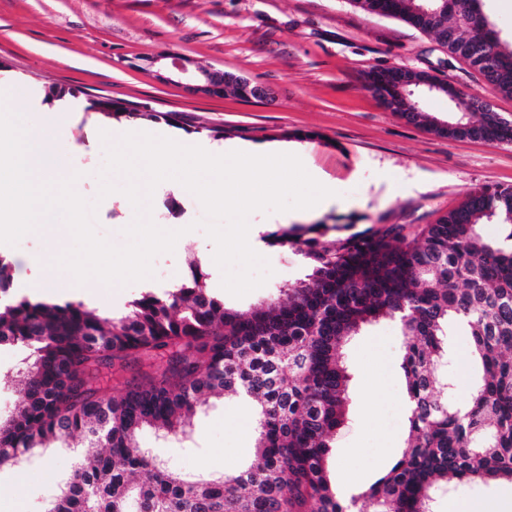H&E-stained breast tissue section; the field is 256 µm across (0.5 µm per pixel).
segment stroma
<instances>
[{"label":"stroma","mask_w":512,"mask_h":512,"mask_svg":"<svg viewBox=\"0 0 512 512\" xmlns=\"http://www.w3.org/2000/svg\"><path fill=\"white\" fill-rule=\"evenodd\" d=\"M152 56L189 59L193 73L215 68L252 79L266 86L270 98L192 94L143 69V58ZM383 68L437 70L512 121L511 95L487 87L467 62L449 58L430 36L402 20L367 13L351 0H0V83L27 88L15 111L53 143L64 175L77 177L76 191L98 201L96 232L117 246L125 244L123 230L135 212L123 194L99 197L105 154L93 129L109 127L116 139L129 123L89 110L93 99L125 103L143 124L167 112L194 117L198 131L170 129L185 145L213 141V129L220 128L232 143L299 147L304 167L319 171L334 192L319 216L296 215L299 225L351 224L360 231L380 217L390 224H432L474 189L512 187V142L449 139L407 123L366 87L368 72ZM50 87L72 95L46 100ZM48 112L60 113L62 122L45 127ZM203 217L199 200L178 182L156 187L155 223L190 224ZM71 245V236L58 240L32 232L0 253L13 262L15 281L51 270L57 298L74 301L72 276L53 265L57 251ZM214 250L203 230L191 231L174 252L154 258L153 284L177 279ZM259 253L272 274L241 298L224 294L220 269L208 266V283L223 295L225 307L250 310L307 272L296 251L266 245ZM468 342L461 328H450L448 362L440 374L449 403L458 407L465 405L474 380ZM30 354L25 346H0L2 415L19 404L20 375ZM343 356L352 373L350 399L346 423L332 444L329 475L336 486L342 473L358 475L365 488L397 462L408 436L403 338L395 322L385 321L350 340ZM251 416L241 399L212 398L186 437L148 428L139 442L174 470L220 476L249 463L255 444ZM83 444L76 434L63 447L1 471L0 512H43L72 473ZM463 502L472 512H512V484L452 481L433 512H454Z\"/></svg>","instance_id":"35a3bbf8"}]
</instances>
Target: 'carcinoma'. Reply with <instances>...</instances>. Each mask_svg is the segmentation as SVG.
I'll use <instances>...</instances> for the list:
<instances>
[{"mask_svg": "<svg viewBox=\"0 0 512 512\" xmlns=\"http://www.w3.org/2000/svg\"><path fill=\"white\" fill-rule=\"evenodd\" d=\"M353 2L431 35L512 95V42L493 28L483 0ZM405 75L373 70L367 88L440 136L512 141V122L473 111L477 99L462 91V113L446 128L432 122ZM487 222L499 226L497 238L481 234ZM326 232L309 224L267 234L268 245L300 252L308 273L245 312L224 306L198 262L191 280L152 288L108 317L80 301L15 294L13 263L1 257L0 344L29 346L33 360L20 406L0 420V470L83 435L70 481L44 512H432L440 480L512 483V188L473 191L414 232L382 217L343 238ZM382 320L395 322L406 343L409 437L386 476L345 499L328 475L351 381L340 347ZM454 323L481 366L462 409L435 387ZM132 362L147 368L150 384L118 398L104 393L101 369ZM211 393L255 405V455L244 469L189 477L140 447L145 427L187 434ZM138 469L150 480H132Z\"/></svg>", "mask_w": 512, "mask_h": 512, "instance_id": "1", "label": "carcinoma"}]
</instances>
